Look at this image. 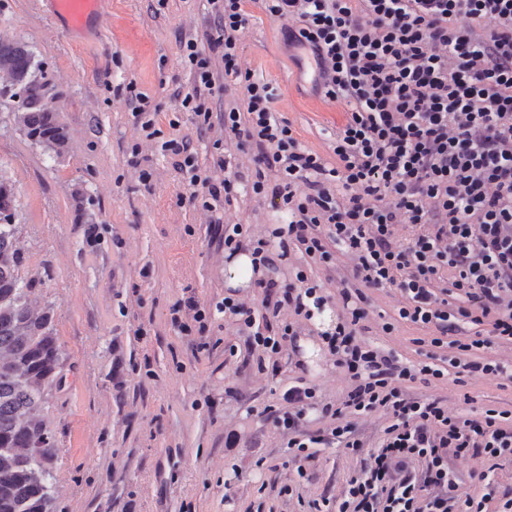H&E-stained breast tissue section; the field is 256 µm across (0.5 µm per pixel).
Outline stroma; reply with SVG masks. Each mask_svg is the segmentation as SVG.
Here are the masks:
<instances>
[{"instance_id": "stroma-1", "label": "stroma", "mask_w": 512, "mask_h": 512, "mask_svg": "<svg viewBox=\"0 0 512 512\" xmlns=\"http://www.w3.org/2000/svg\"><path fill=\"white\" fill-rule=\"evenodd\" d=\"M249 11L242 67L274 88L275 106L301 142L327 153L341 104L312 95L311 78L288 58L280 22L259 5ZM213 29L209 0H101L98 19L81 31L54 16L51 0H0V37L29 45L69 133L65 152L48 157L16 127V99L0 96V179L14 187L23 273L40 280L39 305L54 309L64 359L46 410L58 444L54 512H304L305 500L340 497L361 465L348 449L321 447L297 474L274 423L283 393L300 377L325 401L341 402L348 381L328 353L300 369L283 363L261 372L224 352L241 342L215 309L225 294L224 250L187 175L160 149L161 140L189 137L200 167L218 182L221 140L232 165L254 169L221 126L199 131L182 106L192 78L180 44H205ZM138 93L156 112L161 139H146L133 116ZM224 220L262 236L288 218L242 190ZM190 299L211 312L205 335H184L171 321L173 306ZM399 299L393 288L371 291L364 335L426 361L418 330H382ZM408 391L442 396L471 419L491 408L512 411V386L487 378L451 373ZM452 467L470 492L490 480L512 484L508 459L486 481L481 460ZM283 485L293 490L290 501L276 494Z\"/></svg>"}]
</instances>
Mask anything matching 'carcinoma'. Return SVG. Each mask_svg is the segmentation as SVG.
Instances as JSON below:
<instances>
[{
  "mask_svg": "<svg viewBox=\"0 0 512 512\" xmlns=\"http://www.w3.org/2000/svg\"><path fill=\"white\" fill-rule=\"evenodd\" d=\"M18 99L14 119L49 154L63 153L65 126L57 93L27 43L0 37V74ZM14 192L0 179V512H53L57 443L45 421L48 396L60 382L61 349L54 310L32 305L36 282L21 275Z\"/></svg>",
  "mask_w": 512,
  "mask_h": 512,
  "instance_id": "carcinoma-1",
  "label": "carcinoma"
}]
</instances>
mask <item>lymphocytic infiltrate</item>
Masks as SVG:
<instances>
[{
	"label": "lymphocytic infiltrate",
	"instance_id": "f902f5d3",
	"mask_svg": "<svg viewBox=\"0 0 512 512\" xmlns=\"http://www.w3.org/2000/svg\"><path fill=\"white\" fill-rule=\"evenodd\" d=\"M213 2L209 51L193 40L182 45L194 82L182 105L203 128L221 124L258 171L248 184L239 175L216 183L187 140H165L162 150L175 156L191 185L206 189L203 206L211 223L223 224L226 252L252 251L271 272L279 253L327 270L341 255L351 263L340 291L344 312L325 335L350 388L336 407L319 403L314 388L290 387L275 423L298 463L321 444L360 452L355 417L383 410L390 418L369 461L347 479L342 501L313 499L309 508L512 512V485L464 493L449 467L470 456L512 458V425H501L493 409L479 421L449 411L442 397L408 392L448 367L465 378L512 381L511 365L479 355L491 340L512 343V0H261L282 21L297 65L312 66L314 89L346 106L327 157L302 145L276 109L273 87L242 71L238 41L250 18L248 0ZM231 83L240 88L232 96ZM220 93L224 110L215 114L205 100ZM269 170L277 175L272 185ZM243 184L287 212V224L273 231L279 253L245 225L224 224V205ZM400 224L413 229L411 241L397 240ZM256 286L260 306L230 296L217 303L244 338L243 346L224 350L275 362L298 334L282 310L306 315L326 298L301 270L294 282L271 275ZM387 287L400 291V322L428 331L430 346L447 350L443 364H410L360 339L369 291ZM467 323L490 324V339L465 335ZM315 406L335 422L322 437L304 430Z\"/></svg>",
	"mask_w": 512,
	"mask_h": 512
}]
</instances>
